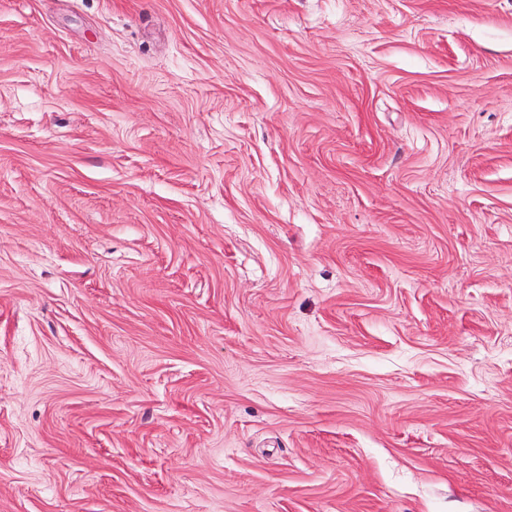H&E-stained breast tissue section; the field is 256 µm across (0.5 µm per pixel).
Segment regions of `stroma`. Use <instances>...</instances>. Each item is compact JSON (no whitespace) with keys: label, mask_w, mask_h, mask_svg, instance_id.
Instances as JSON below:
<instances>
[{"label":"stroma","mask_w":512,"mask_h":512,"mask_svg":"<svg viewBox=\"0 0 512 512\" xmlns=\"http://www.w3.org/2000/svg\"><path fill=\"white\" fill-rule=\"evenodd\" d=\"M0 512H512V0H0Z\"/></svg>","instance_id":"obj_1"}]
</instances>
